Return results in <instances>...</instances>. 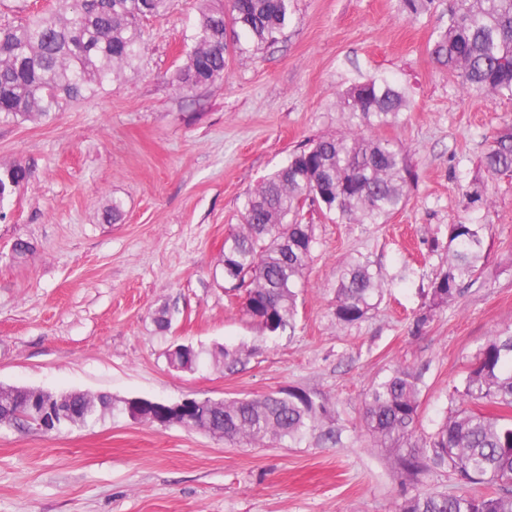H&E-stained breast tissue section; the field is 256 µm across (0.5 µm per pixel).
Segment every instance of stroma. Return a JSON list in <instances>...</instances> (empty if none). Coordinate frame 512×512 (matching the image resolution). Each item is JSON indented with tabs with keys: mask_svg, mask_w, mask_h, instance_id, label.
<instances>
[{
	"mask_svg": "<svg viewBox=\"0 0 512 512\" xmlns=\"http://www.w3.org/2000/svg\"><path fill=\"white\" fill-rule=\"evenodd\" d=\"M201 7L170 0L165 17L144 20L137 72L100 96L39 125L0 120V166L31 170L0 219V385L117 403L299 387L326 400L341 441L233 445L119 412L53 433L2 426L0 512H395L417 487L453 492L444 469L403 482L393 452L372 447L361 411L371 385L405 365L424 374L420 421L433 430L462 406L449 388L463 385L491 336L512 328V175L490 180L487 207L462 198L484 175L492 136L512 123V99L464 92L432 58L448 0L415 21L401 0H294L270 48L228 33L223 78L189 100L170 76ZM373 75L407 93L400 123L379 134L409 154L408 204L385 224H338L305 207L316 243L295 328L265 338L225 286L224 239L242 222L246 192L293 150L340 131V96ZM115 196L124 217L104 223ZM470 222L485 227L487 257L454 302L426 311L448 227ZM20 238L34 250L17 259ZM357 258L386 284L368 318L344 326L332 314L336 281ZM163 305L165 332L152 320ZM240 342L254 354L232 375L207 356L192 372L166 358L176 344L207 352Z\"/></svg>",
	"mask_w": 512,
	"mask_h": 512,
	"instance_id": "stroma-1",
	"label": "stroma"
}]
</instances>
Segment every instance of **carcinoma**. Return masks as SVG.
I'll return each mask as SVG.
<instances>
[{"mask_svg": "<svg viewBox=\"0 0 512 512\" xmlns=\"http://www.w3.org/2000/svg\"><path fill=\"white\" fill-rule=\"evenodd\" d=\"M63 7L29 14L0 25V118L17 123L48 121L64 106L94 97L135 69L143 50L141 22L162 17L169 0H59ZM292 0H225V9H205L187 52V62L171 76L175 89L190 96L224 75L226 20L254 49L275 45L291 13ZM431 55L448 68L462 89L512 97V0H450L448 26L433 42ZM408 107L401 85L372 76L341 98L345 129L289 155L243 202L240 231L224 238V282L244 291L241 311L263 335L294 328L297 290L305 281L315 243L314 225L302 223L303 208L316 203L342 224H385L408 203L416 179L407 151L373 130L393 126ZM488 176L512 173V129L495 136L483 156ZM30 168L0 170V213ZM466 208L490 203L487 181L476 178L463 192ZM118 197L104 207L102 220L117 224L124 214ZM485 225L448 227L446 268L430 289L428 309L454 300L484 258ZM381 270L351 261L336 282L333 314L339 324L365 319L382 297ZM251 350L224 345L214 357L233 374ZM201 352H168V363L195 370ZM422 375L393 368L368 390L363 422L376 445L394 448L400 473L411 481L430 466L455 476L451 493L417 492L396 512H512V414L485 412L486 405L512 411V330L491 337L464 381L453 393L471 407L457 409L428 433L419 419ZM198 414L187 427L220 431L224 440L297 444L306 436L332 444L339 436L327 425L324 402L299 388L224 401L198 398ZM75 425L99 420L114 408L107 394L71 392L59 405ZM37 414L23 400L0 390V425L34 424Z\"/></svg>", "mask_w": 512, "mask_h": 512, "instance_id": "carcinoma-1", "label": "carcinoma"}]
</instances>
